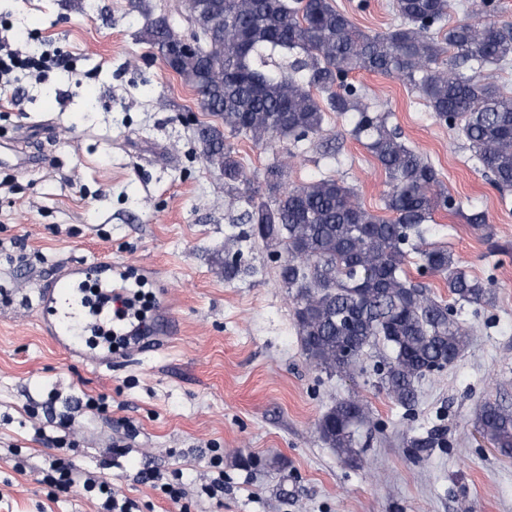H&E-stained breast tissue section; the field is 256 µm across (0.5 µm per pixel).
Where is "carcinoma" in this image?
<instances>
[{"mask_svg":"<svg viewBox=\"0 0 512 512\" xmlns=\"http://www.w3.org/2000/svg\"><path fill=\"white\" fill-rule=\"evenodd\" d=\"M450 0H393L398 23L366 32L331 0H179L193 20L195 49L186 52L171 14H152L141 41L200 96V107L220 124L201 123L204 158L224 172V195L241 209L239 223L273 249L288 288L303 352L331 376L361 371L366 348L382 349L381 387L398 404L414 405L417 384L453 363L468 343L466 306L490 304V284L473 277L443 246L414 247L418 270L444 279L452 302L429 284L410 279L405 246L423 236L439 211L459 212L435 166L406 145L389 113L370 109L366 93L349 82L373 72L409 84L434 120L460 133L500 191L512 189V96L482 76L512 62V29L489 19L494 0H480L469 17L448 26ZM355 114L352 136L385 173L384 217L365 208L344 182L323 177L292 184L289 170L306 141L336 140L326 112ZM244 136L261 149L289 144L264 171L266 194L249 178L227 143ZM255 269L240 252H224V274ZM359 398L337 402L318 420L322 441L353 460L356 435L370 424ZM477 430L504 456L512 455V407L486 400ZM444 433L410 439L413 448H441Z\"/></svg>","mask_w":512,"mask_h":512,"instance_id":"carcinoma-1","label":"carcinoma"}]
</instances>
